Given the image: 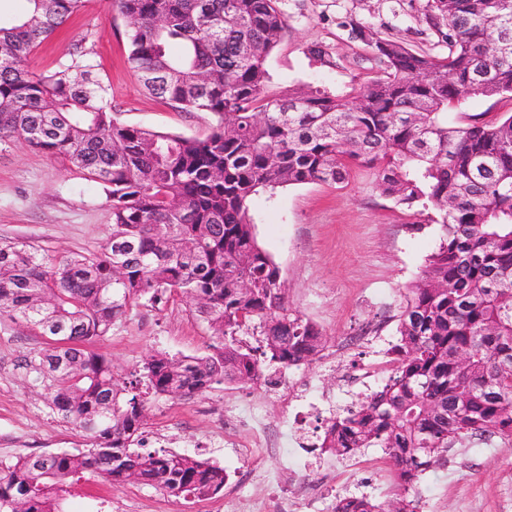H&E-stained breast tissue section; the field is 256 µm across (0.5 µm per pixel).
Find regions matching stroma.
I'll return each instance as SVG.
<instances>
[{
	"label": "stroma",
	"mask_w": 512,
	"mask_h": 512,
	"mask_svg": "<svg viewBox=\"0 0 512 512\" xmlns=\"http://www.w3.org/2000/svg\"><path fill=\"white\" fill-rule=\"evenodd\" d=\"M431 0H281L288 29L271 54L268 94L324 88L342 93L356 80L376 76L371 45L356 37L370 29L418 52L444 54L446 26L425 16ZM130 22L112 0H86L83 8L42 42L31 55V70H52L73 45L86 42L95 52L107 99L125 124L184 136L208 133L216 123L207 112H185L146 94L126 56ZM319 46L325 62L308 49ZM512 113V102L474 96L449 111L450 121L466 124ZM257 243L280 270L289 308L314 323L324 349L309 364L285 369L279 389H271L274 369L264 379L226 381L188 399L152 401L144 434L160 446L219 463L229 476L221 496L184 500L134 483L111 486L84 476L74 482L67 512H256L257 499L277 491L260 481L243 483L250 471H274L283 485L303 484L309 473L293 452L290 434L280 449L259 447L253 432H234L230 444L208 445L211 422L205 406L235 407L241 397L264 406L272 424L293 419L301 397L326 398L329 408L311 420L322 429L332 414L362 400L380 386L393 367L387 350L396 344L397 323L408 287L415 282L442 236L434 207H407L381 194L372 170L354 168L347 181L310 183L259 191L249 203ZM112 231L110 208L100 185L61 158L21 140L0 147V241L23 242L53 259L74 253H101ZM192 303L171 296L142 301L111 335L93 343L112 361L118 379L132 381L155 353L200 356L214 339L196 319ZM46 343L25 323L0 320V456L45 453L82 447L71 426L46 408L39 390L25 379L21 361ZM349 459L320 454L315 473L341 472L335 484L317 483L294 512H331L336 496L368 495L393 503L404 491L382 449ZM412 496L419 512H512V438L471 442L448 451L421 475Z\"/></svg>",
	"instance_id": "35a3bbf8"
}]
</instances>
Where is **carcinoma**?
<instances>
[{
  "instance_id": "obj_1",
  "label": "carcinoma",
  "mask_w": 512,
  "mask_h": 512,
  "mask_svg": "<svg viewBox=\"0 0 512 512\" xmlns=\"http://www.w3.org/2000/svg\"><path fill=\"white\" fill-rule=\"evenodd\" d=\"M29 2L0 25V147L23 140L97 181L112 233L101 254L59 260L0 242V318L49 339L23 368L85 442L40 454L41 467L33 454L0 456V512H64L67 488L86 473L185 500L223 492L216 463L144 449L149 398L257 380L267 361L316 359L322 331L286 307L248 203L261 189L342 183L355 166L399 203L433 205L443 235L406 294L393 372L328 421L320 449L381 448L407 491L455 445L512 436V113L448 123V109L471 96L512 100V0H432L426 19L448 26L444 56L360 29L382 76L343 94L280 97L266 93L267 59L287 31L280 0H114L144 90L217 117L201 137L118 121L83 43L55 70L31 71L34 49L85 0ZM172 293L194 302L216 343L203 356L153 355L137 385L120 383L87 344L140 301ZM245 329L258 347L239 344ZM331 512H417V502L338 496Z\"/></svg>"
}]
</instances>
